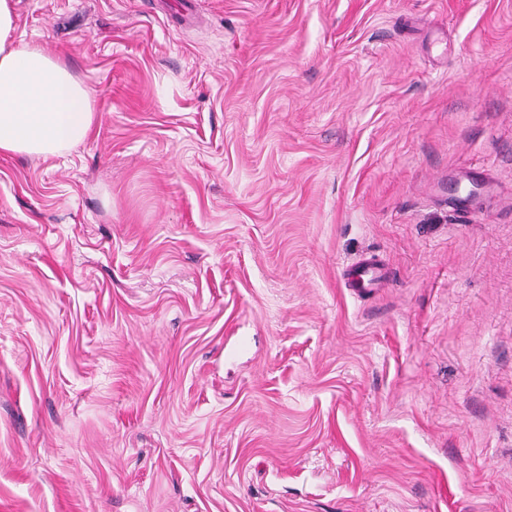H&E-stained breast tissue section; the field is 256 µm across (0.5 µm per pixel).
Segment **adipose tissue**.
<instances>
[{
  "mask_svg": "<svg viewBox=\"0 0 512 512\" xmlns=\"http://www.w3.org/2000/svg\"><path fill=\"white\" fill-rule=\"evenodd\" d=\"M95 121L92 94L58 57L16 37V0H0V153L58 157Z\"/></svg>",
  "mask_w": 512,
  "mask_h": 512,
  "instance_id": "1",
  "label": "adipose tissue"
}]
</instances>
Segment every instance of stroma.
<instances>
[{"mask_svg":"<svg viewBox=\"0 0 512 512\" xmlns=\"http://www.w3.org/2000/svg\"><path fill=\"white\" fill-rule=\"evenodd\" d=\"M17 13L96 120L0 154V512H512V0Z\"/></svg>","mask_w":512,"mask_h":512,"instance_id":"35a3bbf8","label":"stroma"}]
</instances>
